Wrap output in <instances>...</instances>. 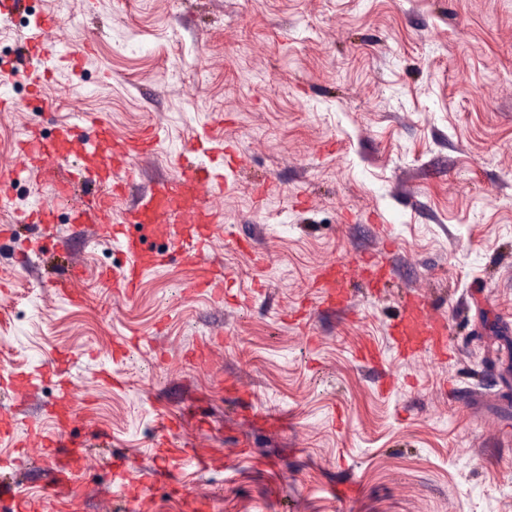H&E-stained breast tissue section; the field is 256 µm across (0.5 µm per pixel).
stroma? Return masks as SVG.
<instances>
[{
    "label": "stroma",
    "instance_id": "obj_1",
    "mask_svg": "<svg viewBox=\"0 0 512 512\" xmlns=\"http://www.w3.org/2000/svg\"><path fill=\"white\" fill-rule=\"evenodd\" d=\"M47 13L62 46L95 48L46 96L21 75L0 83L20 105L0 112V170L17 172L0 225L54 193L17 141L32 126L54 139L78 113L116 138L164 130L116 221L196 138L242 161L212 201L205 259L155 241L171 260L128 298L99 279L123 251L67 207L41 251L26 228L0 239V365L73 353L66 376L90 387L74 438L107 430L131 463L116 481L74 469L57 512H128L143 472L170 466L141 512H512V0H26L0 18V64ZM362 256L386 265V287L356 278L344 310L321 306V266ZM73 261L80 306L50 289ZM213 265L229 276L220 303L187 288ZM409 293L447 320V356L392 339ZM118 337L141 344L115 360ZM218 337L210 362L189 361ZM366 343L377 362L359 358ZM57 395L54 376L21 402L0 392L18 422L0 457ZM181 412L210 467L154 446L159 415ZM348 481L356 497L338 498Z\"/></svg>",
    "mask_w": 512,
    "mask_h": 512
}]
</instances>
